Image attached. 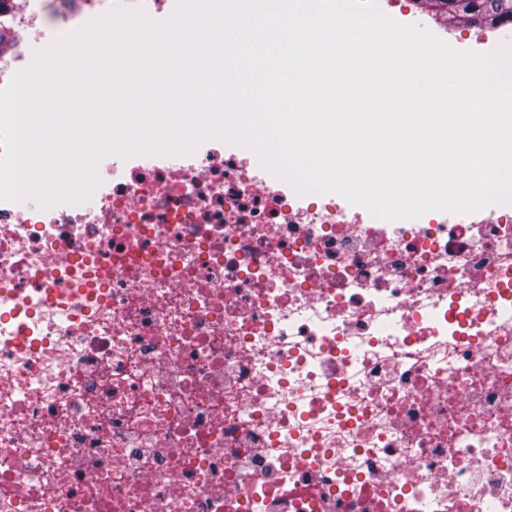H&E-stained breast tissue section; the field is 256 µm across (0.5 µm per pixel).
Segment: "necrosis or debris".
I'll return each instance as SVG.
<instances>
[{
	"label": "necrosis or debris",
	"mask_w": 512,
	"mask_h": 512,
	"mask_svg": "<svg viewBox=\"0 0 512 512\" xmlns=\"http://www.w3.org/2000/svg\"><path fill=\"white\" fill-rule=\"evenodd\" d=\"M0 201V512H512V205L388 221L219 138Z\"/></svg>",
	"instance_id": "4bbe7bcc"
}]
</instances>
